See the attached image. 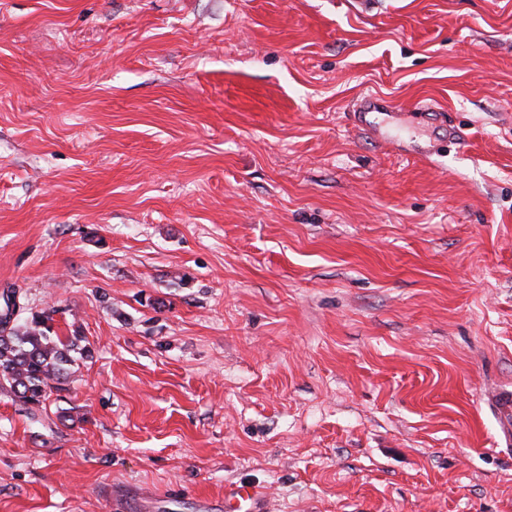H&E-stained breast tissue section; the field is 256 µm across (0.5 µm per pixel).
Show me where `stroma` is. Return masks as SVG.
Listing matches in <instances>:
<instances>
[{
    "label": "stroma",
    "mask_w": 512,
    "mask_h": 512,
    "mask_svg": "<svg viewBox=\"0 0 512 512\" xmlns=\"http://www.w3.org/2000/svg\"><path fill=\"white\" fill-rule=\"evenodd\" d=\"M7 288L0 512H512V0H0ZM12 311L1 310L0 381L9 385L16 401L29 410L44 404L50 393L65 390L74 362L72 353L83 356L86 349L75 331L61 336L54 327L55 309L31 312L23 323L14 315L20 311L16 291H7ZM82 351V352H79ZM231 498H236L240 503L244 502L247 506L245 512H267V502L264 496L251 488L244 486L233 489L230 493Z\"/></svg>",
    "instance_id": "1"
}]
</instances>
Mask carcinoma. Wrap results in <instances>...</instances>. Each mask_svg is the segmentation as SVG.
<instances>
[{"label":"carcinoma","instance_id":"carcinoma-1","mask_svg":"<svg viewBox=\"0 0 512 512\" xmlns=\"http://www.w3.org/2000/svg\"><path fill=\"white\" fill-rule=\"evenodd\" d=\"M12 311L0 313V381L9 385L16 401L29 410L44 404L50 393L65 390L82 337L60 335L51 308L32 312L16 322L20 311L16 292H7Z\"/></svg>","mask_w":512,"mask_h":512}]
</instances>
